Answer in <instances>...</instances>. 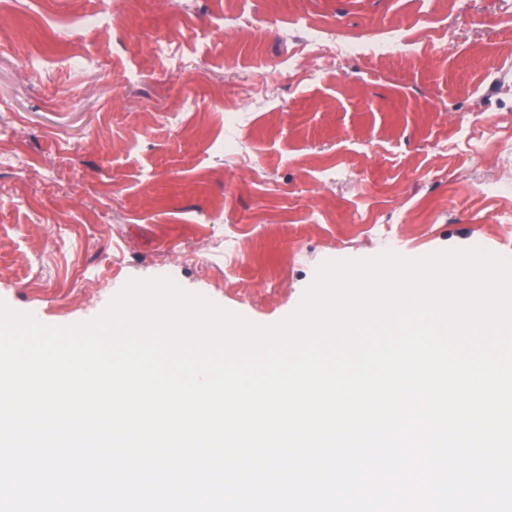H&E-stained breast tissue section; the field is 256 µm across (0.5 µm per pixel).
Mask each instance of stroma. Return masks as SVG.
<instances>
[{
    "mask_svg": "<svg viewBox=\"0 0 512 512\" xmlns=\"http://www.w3.org/2000/svg\"><path fill=\"white\" fill-rule=\"evenodd\" d=\"M498 176L512 0L0 7V301L42 324L168 277L272 325L337 254L512 253ZM343 46L346 51L352 52L356 50H368L374 53H388L394 46L398 44L399 38L395 34L388 33L384 37L376 38L372 40H366L365 42L359 43L347 38H343Z\"/></svg>",
    "mask_w": 512,
    "mask_h": 512,
    "instance_id": "35a3bbf8",
    "label": "stroma"
}]
</instances>
